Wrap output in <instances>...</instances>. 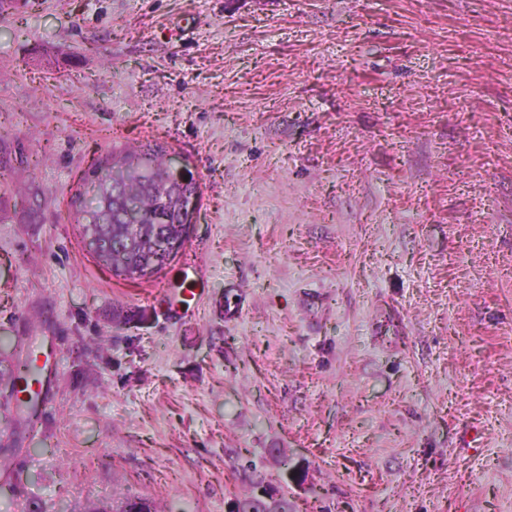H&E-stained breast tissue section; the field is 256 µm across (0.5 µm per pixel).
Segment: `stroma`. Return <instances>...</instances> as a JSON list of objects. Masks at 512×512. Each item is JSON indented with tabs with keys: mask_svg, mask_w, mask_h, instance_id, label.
Returning a JSON list of instances; mask_svg holds the SVG:
<instances>
[{
	"mask_svg": "<svg viewBox=\"0 0 512 512\" xmlns=\"http://www.w3.org/2000/svg\"><path fill=\"white\" fill-rule=\"evenodd\" d=\"M1 112L39 190L0 213V346L54 393L0 418L34 512H232L246 463L294 512H512V0H39L0 15ZM147 141L201 197L138 283L67 203Z\"/></svg>",
	"mask_w": 512,
	"mask_h": 512,
	"instance_id": "1",
	"label": "stroma"
}]
</instances>
